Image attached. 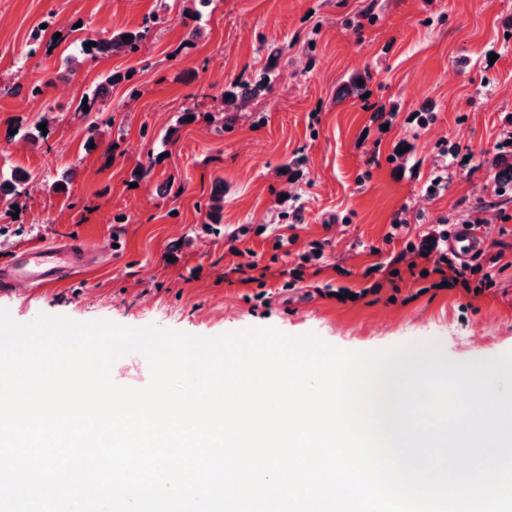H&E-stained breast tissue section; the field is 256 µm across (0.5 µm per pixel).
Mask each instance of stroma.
I'll return each instance as SVG.
<instances>
[{
	"instance_id": "obj_1",
	"label": "stroma",
	"mask_w": 512,
	"mask_h": 512,
	"mask_svg": "<svg viewBox=\"0 0 512 512\" xmlns=\"http://www.w3.org/2000/svg\"><path fill=\"white\" fill-rule=\"evenodd\" d=\"M160 11L167 22L148 26ZM142 28L137 53L68 73L85 41ZM273 51L269 90L216 132L225 89L263 73ZM113 73L123 79L92 147L77 106ZM44 117L30 144L24 131ZM511 129L512 0H209L193 17L181 0H0V181L31 175L21 197L0 198V262L58 241L93 253L83 274L0 292V307L19 323L46 313L202 337L272 327L348 352L435 340L455 362L512 353V184L496 190L487 163ZM398 218L417 244L483 221L485 243L508 245L495 287L474 297L421 292L407 273L365 278L401 251L384 240ZM313 242L318 274L286 287L282 270ZM254 261L268 269L257 281ZM373 281L380 292L358 300L329 295Z\"/></svg>"
}]
</instances>
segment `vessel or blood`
<instances>
[{"label": "vessel or blood", "mask_w": 512, "mask_h": 512, "mask_svg": "<svg viewBox=\"0 0 512 512\" xmlns=\"http://www.w3.org/2000/svg\"><path fill=\"white\" fill-rule=\"evenodd\" d=\"M450 245L458 252L471 255L480 249L481 241L477 232L461 227ZM86 262L85 247L76 243L21 251L0 265V291H13L23 282L31 286L57 283L82 270Z\"/></svg>", "instance_id": "vessel-or-blood-1"}]
</instances>
